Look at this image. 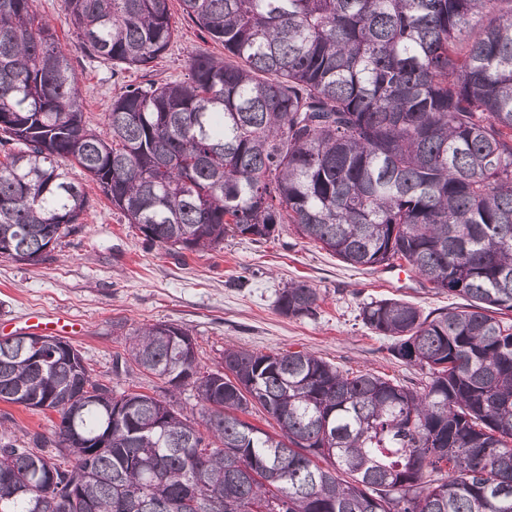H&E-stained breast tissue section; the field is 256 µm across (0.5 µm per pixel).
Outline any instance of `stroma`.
<instances>
[{
	"mask_svg": "<svg viewBox=\"0 0 512 512\" xmlns=\"http://www.w3.org/2000/svg\"><path fill=\"white\" fill-rule=\"evenodd\" d=\"M38 9L78 74L85 121L100 134L107 131L113 98L126 86L148 78L181 79L190 53L224 52L179 13L177 33L150 72L123 70L87 56L63 0H39ZM72 176L90 204L81 230L61 238L41 264L0 258V338L30 335L27 320L35 312L77 321L82 332L70 337V344L119 392L134 386L167 397L166 385L155 378L112 375V362L124 354L129 334L157 322L188 328L200 365L208 371L216 369L228 347L260 353L304 349L334 365L370 369L416 387L422 371L391 356L389 338L362 324L361 306L381 298L400 299L426 312L460 304L459 298L423 288L412 272L351 268L289 226L266 239L229 235L216 250L177 252L151 245L112 208L96 182L77 169ZM291 282L316 288L315 315L287 317L277 311V296Z\"/></svg>",
	"mask_w": 512,
	"mask_h": 512,
	"instance_id": "1",
	"label": "stroma"
}]
</instances>
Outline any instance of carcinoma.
Segmentation results:
<instances>
[{"instance_id":"1","label":"carcinoma","mask_w":512,"mask_h":512,"mask_svg":"<svg viewBox=\"0 0 512 512\" xmlns=\"http://www.w3.org/2000/svg\"><path fill=\"white\" fill-rule=\"evenodd\" d=\"M180 5L224 56L126 87L103 138L37 0H0V258L37 265L85 223L75 164L153 244L289 224L465 304L361 307L425 372L417 389L304 350L230 347L203 372L189 329L134 330L113 375L190 386V412L116 393L55 336L1 337L0 402L58 421L18 436L0 418V512H512V324L495 317L512 311V0ZM64 7L86 53L124 70H149L176 32L169 0ZM318 301L290 283L277 310ZM252 408L279 431L240 418Z\"/></svg>"}]
</instances>
